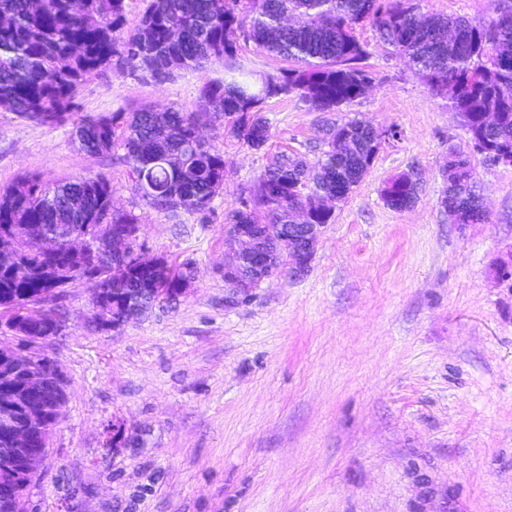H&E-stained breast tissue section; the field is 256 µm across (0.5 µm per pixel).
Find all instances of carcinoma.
Instances as JSON below:
<instances>
[{"mask_svg":"<svg viewBox=\"0 0 512 512\" xmlns=\"http://www.w3.org/2000/svg\"><path fill=\"white\" fill-rule=\"evenodd\" d=\"M420 0H148L140 25L126 38L118 36L125 20L126 0H86L76 12L69 0H0V15L12 26L0 30V107L22 120L55 126L71 110L79 86L103 69L141 68L171 77L210 61L224 62L230 78L206 84L202 109L187 113L171 109L112 116L83 117L76 123L81 150L96 155L118 145L130 166L132 190L139 178L153 186L146 204L166 210L174 201L180 210L206 215L224 188V154L205 144L202 126L213 112L224 115L228 136L256 150L269 139L261 116L266 100L295 93L318 112H337L365 91L371 73L364 61L369 52L354 34L369 23L379 38L407 59L435 93L451 92V108L467 113V129L495 149L512 150V8L499 7L487 22L463 17L419 19ZM465 38L448 39V29ZM266 53L293 62L256 93L252 83L233 76L237 37ZM485 112H500L501 122L489 125ZM325 149L315 165L314 184L302 181L309 166L298 154L278 152L268 158L257 183L240 198L228 217L231 224L288 223V208L303 203L312 223L328 224L325 199H344L367 173L376 150L363 124L351 120L323 136ZM180 156L172 171L164 155ZM448 190L441 204L453 224H480L485 212L473 191L469 161L451 151L446 168ZM417 184L403 173L383 189L384 202L400 207L417 198ZM111 180L104 174L79 176L46 185L21 177L0 188V245H17L15 261L0 266V308L10 313L8 325L24 336H53L42 320L45 302L57 299L66 286L64 255L43 257L21 248L26 227L35 226L65 239L77 229L111 221L137 224L132 213L109 215ZM94 255L86 273L92 286L94 318L105 321L121 313L118 299L139 289L176 296L191 278L190 266L174 268L163 259L125 270L112 266L106 244H92ZM117 302H112V299ZM47 419L31 423L13 412L17 425L37 437L57 422L66 399L64 379L49 378ZM10 361L0 362V412L23 407L25 389Z\"/></svg>","mask_w":512,"mask_h":512,"instance_id":"1","label":"carcinoma"}]
</instances>
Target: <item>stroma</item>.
Returning <instances> with one entry per match:
<instances>
[{"instance_id": "stroma-1", "label": "stroma", "mask_w": 512, "mask_h": 512, "mask_svg": "<svg viewBox=\"0 0 512 512\" xmlns=\"http://www.w3.org/2000/svg\"><path fill=\"white\" fill-rule=\"evenodd\" d=\"M423 11L484 21L495 0H423ZM356 35L373 81L339 119L395 129L335 204L308 272L280 268L244 294L224 284V216L281 151L316 153L326 113L297 95L264 105L261 150L202 128L224 154L208 219L147 206L123 150L79 151L72 122L43 126L0 108V186L105 174L112 205L137 215L149 258L193 275L175 305L112 331L90 285L67 284L58 335L29 347L0 312V345L36 351L68 381L26 512H512V166L470 148L462 119L371 26ZM224 64L158 80L106 70L75 116L201 109ZM466 154L487 220L452 224L440 199L449 151ZM418 174L415 202L386 205L391 177ZM125 429L106 446L112 424Z\"/></svg>"}]
</instances>
